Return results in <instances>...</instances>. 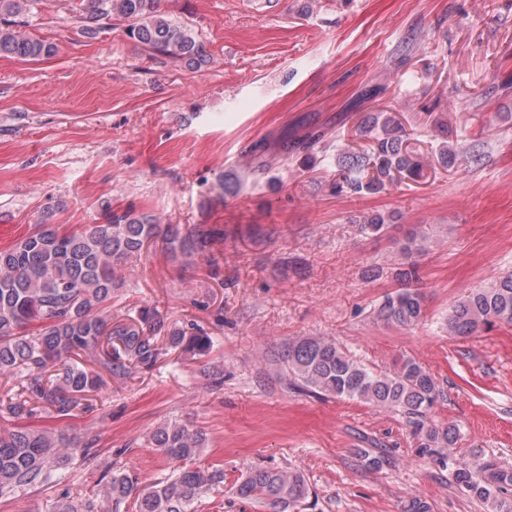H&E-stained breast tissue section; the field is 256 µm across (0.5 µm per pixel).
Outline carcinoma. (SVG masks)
Listing matches in <instances>:
<instances>
[{
  "mask_svg": "<svg viewBox=\"0 0 512 512\" xmlns=\"http://www.w3.org/2000/svg\"><path fill=\"white\" fill-rule=\"evenodd\" d=\"M21 0H0V54L33 61L50 56L55 46L18 28L14 16ZM162 0H87L81 18L84 33L100 32L101 21L125 25L130 38L149 51L166 55L191 68L208 63L203 45L191 29L168 20ZM371 141L359 151L336 153V180L331 192L339 195L380 194L396 181L423 176L422 157L410 147L409 135L386 110L368 112L357 125ZM437 145L444 169L461 161L458 147L446 139ZM324 133L316 131L291 143L257 142L250 171L263 173L284 164L281 155L302 156L301 166L314 167L315 148ZM391 215L374 212L360 219L362 230L382 235ZM161 238L174 258L204 255L224 238V230L207 224H160L151 215L122 212L102 206L92 224L65 227L36 224L8 248H0V373L18 379L17 389L0 403V417L12 426L0 428V497L44 486L52 473L81 457L96 455L97 439L75 443L48 426L30 420L72 417L93 409L90 394L104 383L101 372L125 378L150 370L169 351L207 354L211 338L195 323L169 326L158 309L141 308L126 319L112 318V302L123 281L117 267L141 254L145 245ZM429 236L414 230L399 242L402 262L393 274L399 288L386 295L374 310L387 327L411 329L424 317V296L418 287V258L427 251ZM512 326V271L489 286L473 289L448 313V335L472 336L494 326ZM90 354L93 367L78 364ZM292 384L310 393L358 400L404 415L418 437L419 447L446 467L454 460L459 430L438 426L430 419L443 392L434 377L413 359L404 360L392 374H378L320 337H302L288 343L282 354ZM148 444L157 449L173 470L141 485L121 470L104 474L102 497L112 501V512H197L208 493L224 486V469L196 464L206 438L177 421L157 427ZM459 488L486 504L490 512H512V470L491 461L454 469ZM234 494L267 506L271 512H293L311 495L310 485L297 470L253 467L233 486Z\"/></svg>",
  "mask_w": 512,
  "mask_h": 512,
  "instance_id": "1",
  "label": "carcinoma"
}]
</instances>
